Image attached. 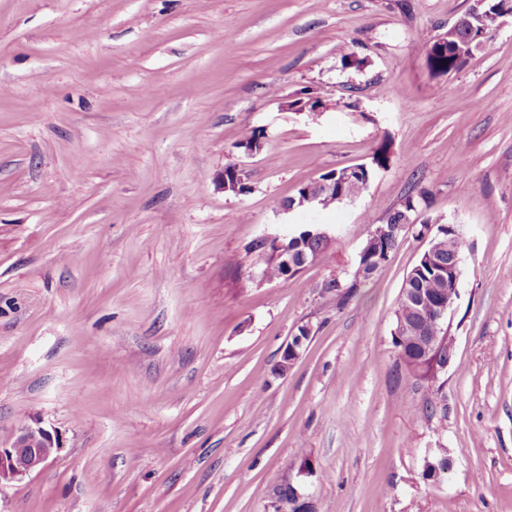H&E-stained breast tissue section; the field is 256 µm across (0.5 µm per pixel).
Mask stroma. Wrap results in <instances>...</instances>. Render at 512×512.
I'll list each match as a JSON object with an SVG mask.
<instances>
[{
  "instance_id": "stroma-1",
  "label": "stroma",
  "mask_w": 512,
  "mask_h": 512,
  "mask_svg": "<svg viewBox=\"0 0 512 512\" xmlns=\"http://www.w3.org/2000/svg\"><path fill=\"white\" fill-rule=\"evenodd\" d=\"M472 4L0 0V445L38 416L62 446L0 512H272L290 477L316 512H512V17L457 73L424 60ZM305 89L320 116L287 109ZM384 141L355 203L280 210ZM229 164L250 193L222 189ZM422 190L419 220L465 240L431 418L392 342L427 240L345 305L323 289ZM301 224L323 257L250 280L251 242Z\"/></svg>"
}]
</instances>
